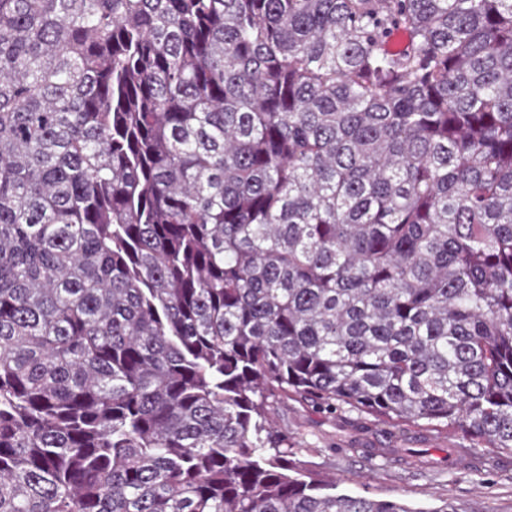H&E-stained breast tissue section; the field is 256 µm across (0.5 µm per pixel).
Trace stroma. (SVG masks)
<instances>
[{"instance_id":"1","label":"stroma","mask_w":512,"mask_h":512,"mask_svg":"<svg viewBox=\"0 0 512 512\" xmlns=\"http://www.w3.org/2000/svg\"><path fill=\"white\" fill-rule=\"evenodd\" d=\"M274 426L300 442L299 458L316 479L335 478L339 491L376 499L398 500L412 512H431L441 501L476 505L482 512H512V455L482 448L469 470L448 460L463 447L461 435L427 432L414 427L383 424L358 411H328L291 400L275 407ZM359 442L387 449V457L352 452ZM430 460L428 468L407 465V449Z\"/></svg>"}]
</instances>
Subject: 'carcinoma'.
<instances>
[{
	"label": "carcinoma",
	"mask_w": 512,
	"mask_h": 512,
	"mask_svg": "<svg viewBox=\"0 0 512 512\" xmlns=\"http://www.w3.org/2000/svg\"><path fill=\"white\" fill-rule=\"evenodd\" d=\"M297 397L512 454V0H0V512H412Z\"/></svg>",
	"instance_id": "carcinoma-1"
}]
</instances>
